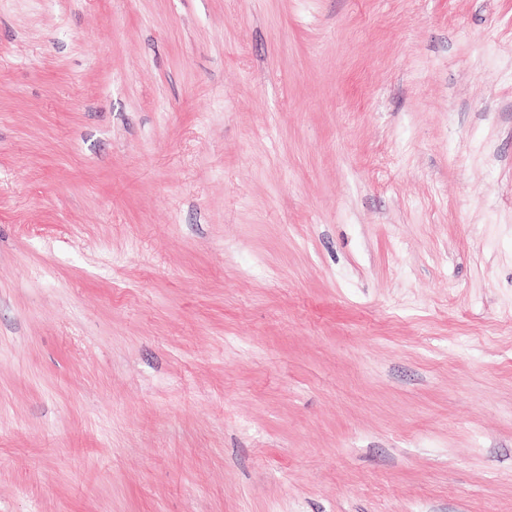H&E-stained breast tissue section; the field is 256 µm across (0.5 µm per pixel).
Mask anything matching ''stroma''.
I'll return each instance as SVG.
<instances>
[{"label": "stroma", "mask_w": 512, "mask_h": 512, "mask_svg": "<svg viewBox=\"0 0 512 512\" xmlns=\"http://www.w3.org/2000/svg\"><path fill=\"white\" fill-rule=\"evenodd\" d=\"M0 512H512V0H0Z\"/></svg>", "instance_id": "stroma-1"}]
</instances>
